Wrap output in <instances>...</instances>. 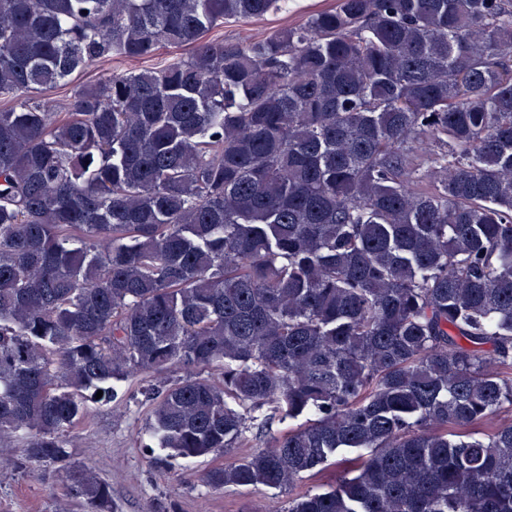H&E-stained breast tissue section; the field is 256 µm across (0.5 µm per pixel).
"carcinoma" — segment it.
<instances>
[{"mask_svg": "<svg viewBox=\"0 0 512 512\" xmlns=\"http://www.w3.org/2000/svg\"><path fill=\"white\" fill-rule=\"evenodd\" d=\"M283 5L0 0V437L87 512L66 436L131 401L156 468L254 445L213 489L343 466L284 512H512V0L208 37ZM129 67L130 65L128 63L121 64L119 62L112 61V64L105 63L103 65L92 67L85 71L75 73L71 83L65 86L43 89L41 91L32 93L31 95L37 98L41 103H44L49 108H51L52 111L60 112L59 105L62 102V100L69 95L73 85L79 83L94 82L101 78L104 74L109 72L111 68L112 70H120L122 68L127 69Z\"/></svg>", "mask_w": 512, "mask_h": 512, "instance_id": "cac0c4a2", "label": "carcinoma"}]
</instances>
